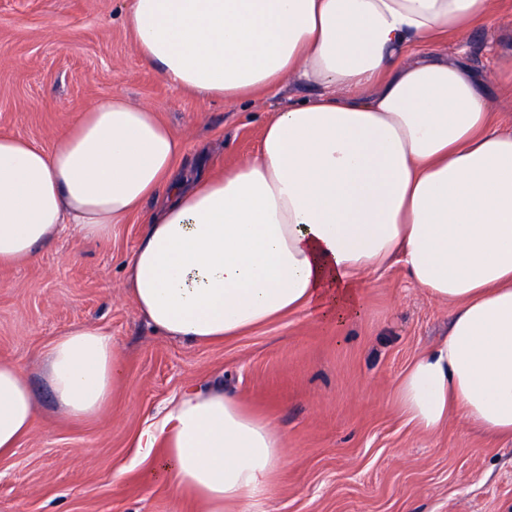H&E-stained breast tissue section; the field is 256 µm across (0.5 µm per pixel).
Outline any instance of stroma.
Instances as JSON below:
<instances>
[{
	"label": "stroma",
	"mask_w": 512,
	"mask_h": 512,
	"mask_svg": "<svg viewBox=\"0 0 512 512\" xmlns=\"http://www.w3.org/2000/svg\"><path fill=\"white\" fill-rule=\"evenodd\" d=\"M126 0H0V136L48 149L90 103L121 94L151 106L184 141L190 173H223L255 153L261 127L306 88L286 83L241 106L170 88L139 58L122 24ZM512 35L500 16L445 50L493 79ZM156 199L105 242L65 230L32 261L0 266V361L28 380L37 416L0 459V512H204L155 479L135 448L191 386H221L274 424L286 455L249 512H512V439L469 430L459 415L435 434L408 425L396 385L414 356L448 331V306L400 267L361 290L359 316L328 323L296 312L209 343L161 336L125 285V259ZM76 326L111 336L124 366L96 416L69 415L44 376L50 343Z\"/></svg>",
	"instance_id": "35a3bbf8"
}]
</instances>
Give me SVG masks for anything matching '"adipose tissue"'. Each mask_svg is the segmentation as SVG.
<instances>
[{"label":"adipose tissue","instance_id":"obj_1","mask_svg":"<svg viewBox=\"0 0 512 512\" xmlns=\"http://www.w3.org/2000/svg\"><path fill=\"white\" fill-rule=\"evenodd\" d=\"M502 0H128L143 63L200 101L242 103L287 80L313 95L274 113L255 157L191 178L182 139L116 94L44 150L0 137V265L35 259L59 231L109 239L164 191L127 256V287L161 335L211 342L310 310L356 314L368 276L400 265L448 303V335L395 390L408 424L512 437V131L463 55L440 49L490 24ZM60 406L91 417L121 375L102 330L46 352ZM35 419L18 368L0 361V457ZM163 455H156V446ZM157 478L207 512L268 492L283 435L217 390L185 391L138 436Z\"/></svg>","mask_w":512,"mask_h":512}]
</instances>
